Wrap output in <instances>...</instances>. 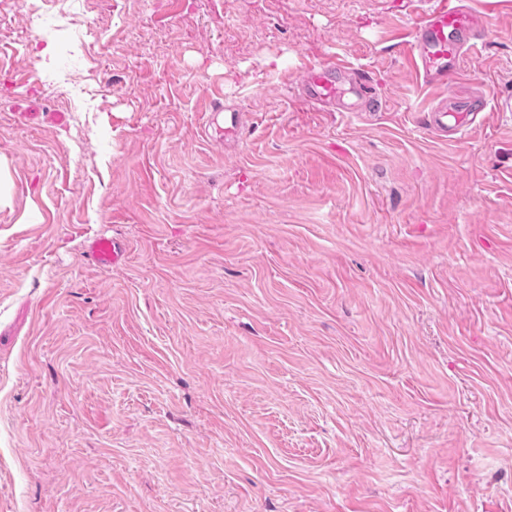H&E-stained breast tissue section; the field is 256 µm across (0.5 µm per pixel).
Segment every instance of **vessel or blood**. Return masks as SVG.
Instances as JSON below:
<instances>
[{
    "label": "vessel or blood",
    "mask_w": 512,
    "mask_h": 512,
    "mask_svg": "<svg viewBox=\"0 0 512 512\" xmlns=\"http://www.w3.org/2000/svg\"><path fill=\"white\" fill-rule=\"evenodd\" d=\"M485 18L462 4L461 0H434L412 30L410 54L422 80L429 85L445 86L457 76L462 57L476 51L483 41ZM347 64L331 62L312 69L305 81L308 94L315 101H334L341 89L337 74L346 72ZM485 103L474 104L447 99L429 111V129L447 133L471 123ZM93 259L103 265H114L125 256L123 245L102 235L89 245Z\"/></svg>",
    "instance_id": "obj_1"
}]
</instances>
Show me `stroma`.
<instances>
[{
  "instance_id": "35a3bbf8",
  "label": "stroma",
  "mask_w": 512,
  "mask_h": 512,
  "mask_svg": "<svg viewBox=\"0 0 512 512\" xmlns=\"http://www.w3.org/2000/svg\"><path fill=\"white\" fill-rule=\"evenodd\" d=\"M467 5L441 88L431 0H0V512H512V0ZM333 59L377 110L307 100ZM485 17L459 0H435L412 30L410 54L422 80L446 86L462 57L482 44ZM485 108L486 102L483 100L474 104L447 98L428 112L426 125L435 132L446 134L448 129L456 130L473 122L475 115L483 112ZM125 252L121 243L105 235L97 237L89 245L91 257L102 265H115L121 262Z\"/></svg>"
}]
</instances>
